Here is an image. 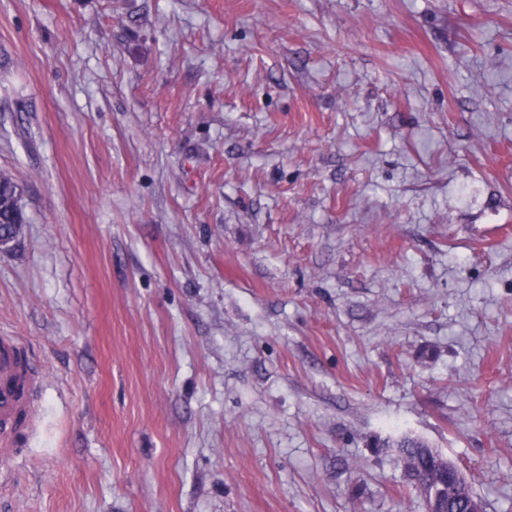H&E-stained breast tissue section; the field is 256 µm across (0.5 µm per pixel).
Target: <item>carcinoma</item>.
Returning a JSON list of instances; mask_svg holds the SVG:
<instances>
[{
  "mask_svg": "<svg viewBox=\"0 0 512 512\" xmlns=\"http://www.w3.org/2000/svg\"><path fill=\"white\" fill-rule=\"evenodd\" d=\"M27 223L21 203V189L10 177L0 176V237L16 239ZM405 465L406 475L414 489L422 495L427 510H432V500L445 504L450 496L448 480L443 471L432 465L433 449L425 443L405 437L396 444Z\"/></svg>",
  "mask_w": 512,
  "mask_h": 512,
  "instance_id": "obj_1",
  "label": "carcinoma"
}]
</instances>
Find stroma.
Here are the masks:
<instances>
[{
  "mask_svg": "<svg viewBox=\"0 0 512 512\" xmlns=\"http://www.w3.org/2000/svg\"><path fill=\"white\" fill-rule=\"evenodd\" d=\"M0 512H512V0H0ZM0 237L15 240L27 224V216L21 203V189L10 177L0 176ZM24 353L10 337L0 339V456L14 448L15 436L32 419L34 395L39 383L36 372L22 362ZM395 448L399 449L410 483L424 498L427 511L430 512L433 508L432 495L440 505L445 504L450 496L448 483L459 479L460 472L448 465V480L443 477V471L430 464L435 450L417 439L405 437ZM421 479L422 483L417 485V481Z\"/></svg>",
  "mask_w": 512,
  "mask_h": 512,
  "instance_id": "35a3bbf8",
  "label": "stroma"
}]
</instances>
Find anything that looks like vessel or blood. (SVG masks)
I'll return each mask as SVG.
<instances>
[{"instance_id":"obj_1","label":"vessel or blood","mask_w":512,"mask_h":512,"mask_svg":"<svg viewBox=\"0 0 512 512\" xmlns=\"http://www.w3.org/2000/svg\"><path fill=\"white\" fill-rule=\"evenodd\" d=\"M23 351L10 337L0 338V456L13 449L15 436L32 419L36 372L22 362Z\"/></svg>"}]
</instances>
